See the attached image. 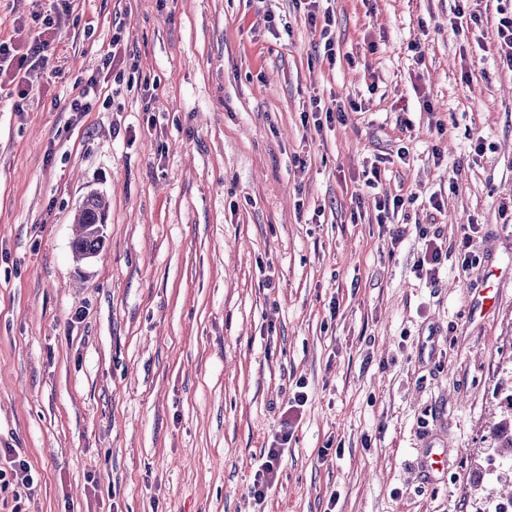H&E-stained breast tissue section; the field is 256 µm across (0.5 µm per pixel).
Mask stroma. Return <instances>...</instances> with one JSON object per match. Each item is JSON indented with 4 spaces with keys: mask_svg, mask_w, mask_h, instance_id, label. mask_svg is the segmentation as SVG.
<instances>
[{
    "mask_svg": "<svg viewBox=\"0 0 512 512\" xmlns=\"http://www.w3.org/2000/svg\"><path fill=\"white\" fill-rule=\"evenodd\" d=\"M69 4L39 82L0 97V448L34 476L0 512H482L512 384V71L494 47L453 30L455 0H331L332 64L295 0ZM55 8L0 0V39ZM315 96L343 119L304 126ZM93 192L105 241L79 261ZM385 194L405 206L381 224ZM428 237L432 282L414 272ZM430 448L444 472L422 470ZM99 83L97 75L91 74L87 78L80 94L73 98L68 105L69 112H74L73 116L77 118L84 115L85 112H90L93 102L97 101ZM107 212V202L100 194L88 195L78 206L73 220L76 235L71 246L78 260L95 257L102 248ZM308 400V395L304 391H293L286 402L287 410L283 413L279 434L275 436V440L268 448H264L262 454L263 462L255 473V479L249 489V493L255 500L264 501L267 491L277 474V468L283 455L285 445L291 440L295 424L291 412L303 406Z\"/></svg>",
    "mask_w": 512,
    "mask_h": 512,
    "instance_id": "1",
    "label": "stroma"
}]
</instances>
